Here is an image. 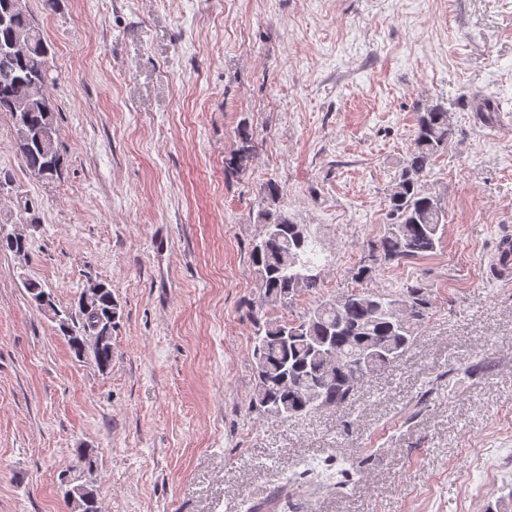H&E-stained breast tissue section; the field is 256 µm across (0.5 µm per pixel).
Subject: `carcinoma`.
<instances>
[{
    "label": "carcinoma",
    "mask_w": 512,
    "mask_h": 512,
    "mask_svg": "<svg viewBox=\"0 0 512 512\" xmlns=\"http://www.w3.org/2000/svg\"><path fill=\"white\" fill-rule=\"evenodd\" d=\"M5 11L9 21L0 23V115L21 117V124L13 126L15 152L31 174L52 181L61 174L64 157L56 139L58 107L49 96L50 47L23 0L0 5V13ZM452 137L448 108L441 103L424 107L414 147L389 193L387 231L371 243L375 259L398 261L436 250L447 213L440 199L424 189L422 179ZM256 155L253 134L247 126H240L235 147L224 158V172L246 171ZM281 194L275 181L263 188L257 212L262 234L250 258L261 306L286 310L299 293H313L321 284L314 274L316 243L305 225L275 208ZM25 288L32 303L39 304L44 296L55 304L53 293L40 283L29 281ZM116 310L112 288L105 282L91 308L78 307L76 316L63 311L71 349L79 357L90 358L101 370L112 364L110 313ZM428 310L429 300L422 288L412 286L399 294L354 289L337 299L319 300L292 319L254 316L251 406L279 422L345 406L363 379L394 366L413 345ZM96 329L106 340L96 347H80L79 337ZM363 349L379 350L382 355L373 359L366 373L359 374L347 357Z\"/></svg>",
    "instance_id": "obj_1"
}]
</instances>
